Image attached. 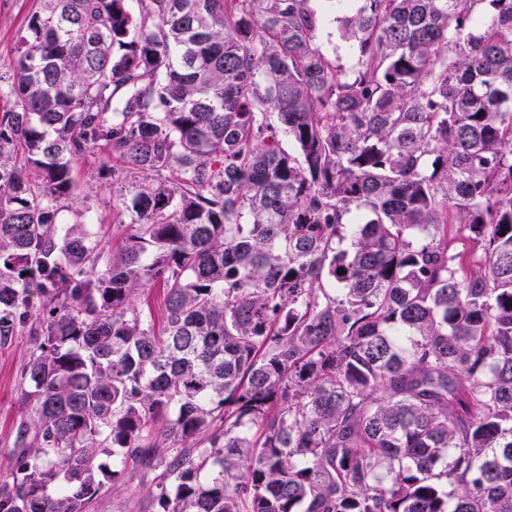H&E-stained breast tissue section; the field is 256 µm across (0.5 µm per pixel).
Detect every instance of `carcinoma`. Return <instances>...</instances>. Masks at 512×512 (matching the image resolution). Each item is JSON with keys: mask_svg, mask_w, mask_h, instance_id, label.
Masks as SVG:
<instances>
[{"mask_svg": "<svg viewBox=\"0 0 512 512\" xmlns=\"http://www.w3.org/2000/svg\"><path fill=\"white\" fill-rule=\"evenodd\" d=\"M128 2L39 0L0 78V512H84L168 412L158 512H512V0H336L350 70L315 0ZM97 149L113 252L60 222ZM316 5L328 16V21L319 31L317 46L332 62H336L345 68L352 67L357 60L356 51L351 43L345 42L340 37L336 24L332 21L334 14L330 4L327 2H316ZM140 305L148 312L150 309L153 321L159 325L164 316V299L162 291L156 287H147L140 293ZM31 351L28 328L20 330L0 346V480L15 470L21 455L29 450L21 444V429L30 427L27 446L34 435L31 425L33 412L21 398L26 387L22 372Z\"/></svg>", "mask_w": 512, "mask_h": 512, "instance_id": "cac0c4a2", "label": "carcinoma"}]
</instances>
